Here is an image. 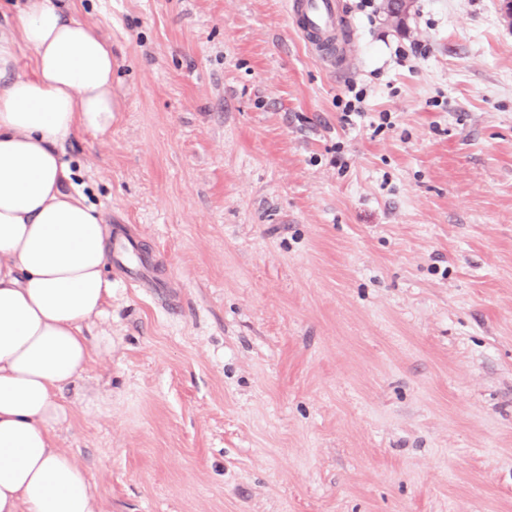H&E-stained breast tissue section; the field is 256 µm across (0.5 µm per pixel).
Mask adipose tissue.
Here are the masks:
<instances>
[{"label": "adipose tissue", "mask_w": 512, "mask_h": 512, "mask_svg": "<svg viewBox=\"0 0 512 512\" xmlns=\"http://www.w3.org/2000/svg\"><path fill=\"white\" fill-rule=\"evenodd\" d=\"M114 67L111 43L56 0H26L0 25V512H100L55 439L68 424L58 392L112 350L85 334L112 297V229L57 146L111 130Z\"/></svg>", "instance_id": "obj_1"}]
</instances>
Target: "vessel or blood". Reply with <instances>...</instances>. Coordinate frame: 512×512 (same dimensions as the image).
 Here are the masks:
<instances>
[{"label":"vessel or blood","mask_w":512,"mask_h":512,"mask_svg":"<svg viewBox=\"0 0 512 512\" xmlns=\"http://www.w3.org/2000/svg\"><path fill=\"white\" fill-rule=\"evenodd\" d=\"M289 18L302 39L318 56L336 62L344 48L336 39L342 19L340 0H288ZM112 268L138 288L166 291L169 282L156 273V256L133 239L126 225L112 229Z\"/></svg>","instance_id":"1"}]
</instances>
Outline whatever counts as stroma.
<instances>
[{
	"label": "stroma",
	"instance_id": "35a3bbf8",
	"mask_svg": "<svg viewBox=\"0 0 512 512\" xmlns=\"http://www.w3.org/2000/svg\"><path fill=\"white\" fill-rule=\"evenodd\" d=\"M58 2L118 106L63 158L176 284L113 277L112 352L58 394L101 512H512L502 0H341L343 72L287 0ZM351 82L393 128L342 122Z\"/></svg>",
	"mask_w": 512,
	"mask_h": 512
}]
</instances>
